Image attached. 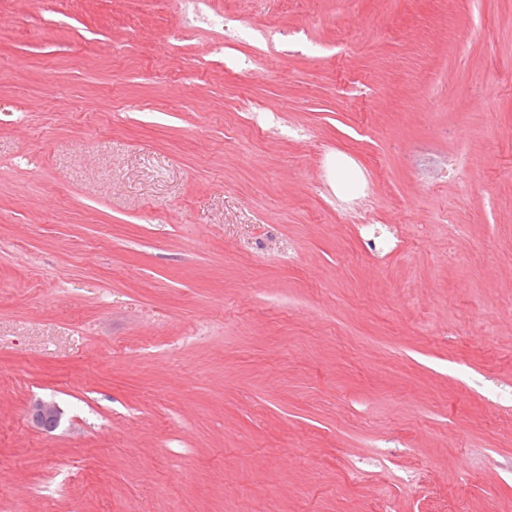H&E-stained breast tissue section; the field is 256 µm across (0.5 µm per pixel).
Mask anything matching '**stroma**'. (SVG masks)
Segmentation results:
<instances>
[{"label": "stroma", "instance_id": "35a3bbf8", "mask_svg": "<svg viewBox=\"0 0 512 512\" xmlns=\"http://www.w3.org/2000/svg\"><path fill=\"white\" fill-rule=\"evenodd\" d=\"M210 6L0 0V512H512V0ZM184 15L188 23H202L211 29H219L224 32V68L232 70H242L250 67L254 61L252 55L241 57L239 55L230 57L226 51L235 50L241 43L252 41L257 50H262L264 34L260 30L246 28L242 24L238 15L230 11L223 13H208L204 11L200 5H205V1L201 0H185ZM226 60L231 64L230 68L226 67ZM29 417L36 428L45 433L56 431L62 422L64 412L51 400L37 399L29 407Z\"/></svg>", "mask_w": 512, "mask_h": 512}]
</instances>
